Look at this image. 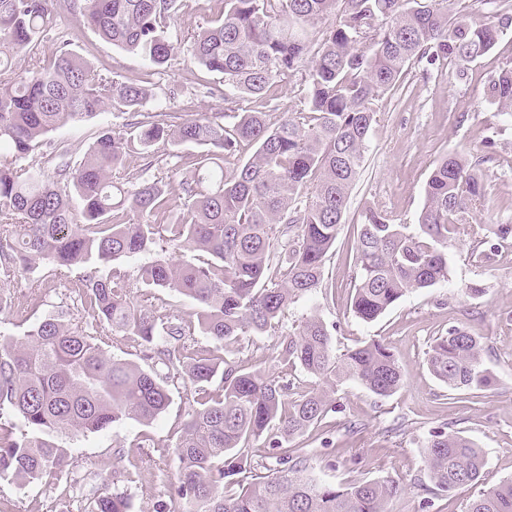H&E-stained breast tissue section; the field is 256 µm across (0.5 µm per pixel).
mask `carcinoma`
<instances>
[{"label":"carcinoma","mask_w":512,"mask_h":512,"mask_svg":"<svg viewBox=\"0 0 512 512\" xmlns=\"http://www.w3.org/2000/svg\"><path fill=\"white\" fill-rule=\"evenodd\" d=\"M67 12L100 38L160 68L175 55L170 24L184 0H65ZM220 14L194 39L191 56L224 77V100L261 97L297 78L306 108L272 119L244 112L232 124L221 113L177 112L102 132L79 163L52 148L48 134L105 108L137 112L143 85L94 71L62 41L35 69L18 73L15 57L40 43L47 0H0V286L25 276L45 295L63 286L87 315L72 326L64 311L35 321L22 336L0 333V481L41 482L67 463L63 440L128 420L149 422L168 407L167 379L193 387L195 408L159 453L178 461L179 507L156 512H393L402 488L393 478L348 485L321 481L308 454L284 443L335 411L330 394L354 381L388 397L404 383L392 349L371 340L339 354L318 316L283 336L280 359L321 385L288 399L290 382L228 363L224 344L282 323L288 308L322 284L349 191L376 123L373 101L401 86L410 65L448 69L458 79L490 53L512 17L476 24L448 14L443 0H219ZM488 97L512 116V67L491 78ZM204 148L189 174L164 184L124 187L128 156L152 157L154 146ZM251 155L228 172L242 147ZM42 151L50 169L22 163ZM417 228L368 209L357 225L352 311L372 322L406 293L448 281V239L490 207L484 174L468 156L449 154L432 170ZM182 216L171 219L172 202ZM166 248L189 258H158L139 268L156 304L134 300L116 262ZM49 268L35 278L33 270ZM190 300L192 311L170 297ZM23 294L0 315L26 322ZM220 343L192 349L195 333ZM119 333L165 375L118 359ZM484 342L450 327L427 352L430 373L466 392L488 388ZM221 385L211 388L219 366ZM13 415L21 426L1 418ZM265 440L275 466L253 462L251 442ZM430 479L450 492L480 480L484 457L468 437L444 426L423 444ZM262 472H256V469ZM92 512H133L118 489L95 499ZM466 512H512V481L483 491Z\"/></svg>","instance_id":"obj_1"}]
</instances>
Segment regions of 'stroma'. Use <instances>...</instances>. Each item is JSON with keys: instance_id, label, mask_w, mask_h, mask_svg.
Returning <instances> with one entry per match:
<instances>
[{"instance_id": "obj_1", "label": "stroma", "mask_w": 512, "mask_h": 512, "mask_svg": "<svg viewBox=\"0 0 512 512\" xmlns=\"http://www.w3.org/2000/svg\"><path fill=\"white\" fill-rule=\"evenodd\" d=\"M219 8L218 0H187L171 28L182 50L171 65L156 69L75 21H63L64 0H49L45 41L34 55L19 57L16 65L31 70L35 58L50 55L62 35L92 67L107 68L128 83L150 81L147 111L177 108L170 97L175 89L192 97L201 113L262 110L257 98L228 103L208 94V85L218 84L219 79L188 52ZM507 65H512V28L467 79L458 80L444 68L425 72L415 66L398 90L375 99L377 122L345 222L325 258L322 288L294 304L281 329L244 337L224 349L226 359L243 361L245 367L272 379L310 387L312 378L279 360L281 331L295 329L315 313L331 326L337 352L374 339L388 342L403 366L402 388L383 398L357 382L342 384L333 396L336 411L330 416L331 427L309 430L291 445L310 453L316 473L333 484L397 479L403 493L393 503L394 512H466L481 489L512 479V242L503 244L485 263L475 254L471 236L449 239L447 282L412 290L379 319L365 323L350 310L356 226L368 209L388 212L404 224L416 223L431 171L456 151L473 155L486 176L493 210L485 231L512 224V118L499 115L485 95L490 77ZM136 119V114L108 109L58 128L50 139L76 161L100 131ZM487 139L494 143L488 150L482 147ZM174 151L185 163L199 153L193 145L175 150L160 144L152 159L130 155L125 162L130 188L146 178L184 176V166L176 167L170 158ZM468 282L482 285L483 294L464 295L461 287ZM453 326L484 337L483 367L493 378L491 387L476 391L463 403L456 402L455 390L436 380L426 367L431 343ZM169 395L168 409L153 421H128L72 443L67 466L52 479L23 486L1 481L0 512H90L92 501L115 487L130 493L134 512H154L158 502L168 500L178 474L177 460L160 459L159 449L170 444L175 429L192 411L190 390L182 380L170 383ZM441 425L469 437L482 451L485 467L480 483L445 493L430 480L421 444L432 428ZM425 500L431 503L426 511L421 508Z\"/></svg>"}]
</instances>
